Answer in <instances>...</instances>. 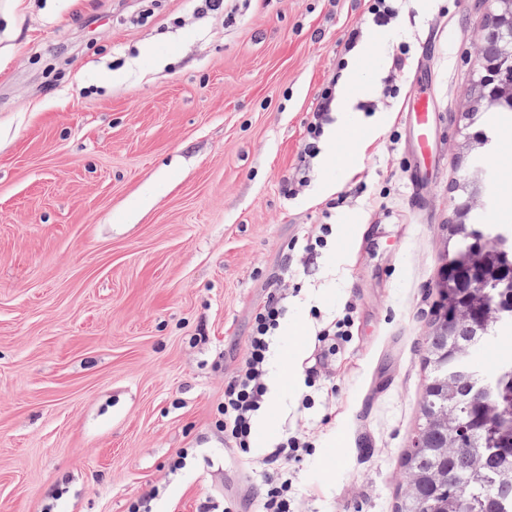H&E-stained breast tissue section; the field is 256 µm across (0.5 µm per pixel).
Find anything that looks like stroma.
Wrapping results in <instances>:
<instances>
[{
  "mask_svg": "<svg viewBox=\"0 0 512 512\" xmlns=\"http://www.w3.org/2000/svg\"><path fill=\"white\" fill-rule=\"evenodd\" d=\"M492 5L408 0L373 28L360 49L372 63L348 68L358 103L334 113L291 200L305 119L364 0H224L205 14L197 0H0V512H127L152 489V512L248 501L259 464L232 460L217 407L287 259L301 291L256 450L270 432L314 441L288 465L300 512H399ZM404 45L421 66L380 100ZM415 83L438 115L418 196L404 143L389 142ZM355 183L366 189L337 209L335 245L289 251ZM348 303L353 336L303 408L316 321Z\"/></svg>",
  "mask_w": 512,
  "mask_h": 512,
  "instance_id": "35a3bbf8",
  "label": "stroma"
}]
</instances>
